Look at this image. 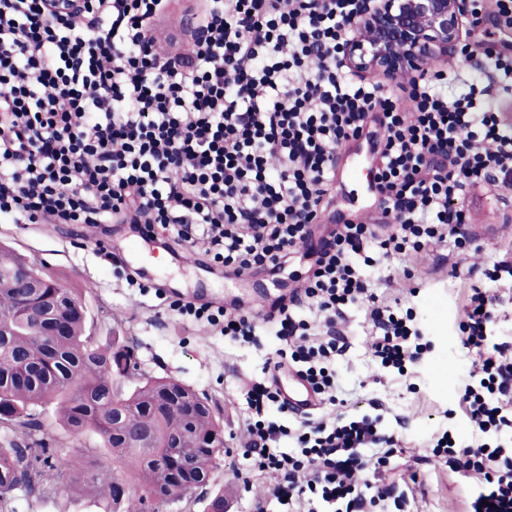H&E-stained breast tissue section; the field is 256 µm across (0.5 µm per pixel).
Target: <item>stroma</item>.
Returning <instances> with one entry per match:
<instances>
[{"instance_id": "obj_1", "label": "stroma", "mask_w": 512, "mask_h": 512, "mask_svg": "<svg viewBox=\"0 0 512 512\" xmlns=\"http://www.w3.org/2000/svg\"><path fill=\"white\" fill-rule=\"evenodd\" d=\"M507 37L512 39V30L486 17L466 37L467 54H455L453 62L468 79L489 84L485 52L501 48ZM356 159L352 145L339 156L333 199L323 214L322 228L332 227L342 215L366 222L373 214L369 170L356 166ZM464 205L471 222L463 230V241L450 236L426 246L406 261L405 276L390 275L383 262L363 269L379 306L412 312L425 344L420 358L401 373L382 368L373 355L379 331L368 305L343 308L335 325L339 404L320 407L330 418L339 413L376 418L380 432L393 436L397 451L382 474L397 486L411 484L412 512H467L477 489L476 478L463 476L432 455L434 439L443 431H450L460 446L475 439L476 427L458 405L477 364L463 346L459 329L471 285L496 296L494 340L512 343V281L494 282L483 274L489 264L512 262V191L478 187ZM0 243L53 273L66 287L85 289L87 329L92 335L133 345L146 374L177 378L212 400L224 425V453L214 472L216 485L224 489V512H253L257 498L269 499L273 475L254 476L246 485L237 473L249 465L243 455V423L251 414L246 393L263 379L268 358L280 346L275 324L262 322L257 343L236 340L172 310L156 287L169 284L187 299L204 291L223 297L225 305L243 308L256 297L271 302L305 282L313 262L307 251L297 252L277 274L255 269L237 275L201 251L194 264H184L161 241L146 237L132 224H13L0 219ZM137 268L146 272L142 290L127 287L124 281V271ZM42 431L60 453L77 462L102 458L94 434L72 435L52 413L43 414ZM105 508L102 500L77 491L64 495L53 486L36 506H29L23 496L17 502L18 512ZM267 509L286 512L270 499Z\"/></svg>"}]
</instances>
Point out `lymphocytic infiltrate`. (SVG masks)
Segmentation results:
<instances>
[{
    "label": "lymphocytic infiltrate",
    "instance_id": "obj_1",
    "mask_svg": "<svg viewBox=\"0 0 512 512\" xmlns=\"http://www.w3.org/2000/svg\"><path fill=\"white\" fill-rule=\"evenodd\" d=\"M171 0H84L76 14L45 0H0V216L17 224L144 225L179 247L204 243L240 274L282 268L298 245L314 263L303 293L274 304L289 365L322 401L336 400V340L312 339L297 308L334 328L343 307L368 296L357 258L374 245L384 260L413 252L469 223L464 199L481 183L512 186V132L486 89L448 94V75L412 81L409 112L381 85L354 80L339 63L358 0H200L182 53L154 49V26ZM372 146L378 224L315 226L336 183L341 148ZM495 298L474 289L460 324L481 361L460 406L475 444L438 439L482 480L470 512H512V346L492 342ZM182 311L224 335L254 341L249 316L185 303ZM381 367L404 370L420 334L406 317L371 312ZM280 394L258 383L244 424L250 471L272 472L277 501L295 512H366L407 499L373 480L395 453L368 416L305 417L298 428L264 420ZM293 451H283L281 438Z\"/></svg>",
    "mask_w": 512,
    "mask_h": 512
}]
</instances>
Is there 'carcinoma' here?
<instances>
[{
  "label": "carcinoma",
  "instance_id": "carcinoma-1",
  "mask_svg": "<svg viewBox=\"0 0 512 512\" xmlns=\"http://www.w3.org/2000/svg\"><path fill=\"white\" fill-rule=\"evenodd\" d=\"M13 270L46 283L23 288L4 276ZM84 294L0 245V512H16L19 490L40 497L48 472L68 489L112 501V512H147L152 493L168 505L207 485L224 454L212 401L176 378L141 372L133 347L94 341ZM45 312L61 326L52 336L32 323ZM51 405L67 430L96 434L111 464L84 468L36 436ZM208 435L212 447H192Z\"/></svg>",
  "mask_w": 512,
  "mask_h": 512
}]
</instances>
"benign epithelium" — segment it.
I'll use <instances>...</instances> for the list:
<instances>
[{"mask_svg":"<svg viewBox=\"0 0 512 512\" xmlns=\"http://www.w3.org/2000/svg\"><path fill=\"white\" fill-rule=\"evenodd\" d=\"M46 3L54 12L77 13L83 0ZM471 25L466 0H368L350 27L341 63L359 77L400 79L452 57Z\"/></svg>","mask_w":512,"mask_h":512,"instance_id":"benign-epithelium-1","label":"benign epithelium"}]
</instances>
